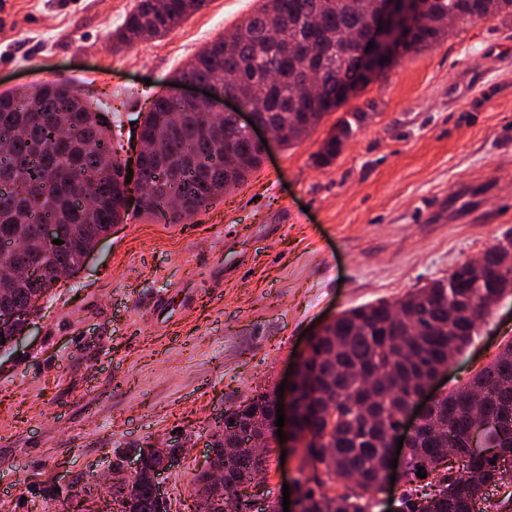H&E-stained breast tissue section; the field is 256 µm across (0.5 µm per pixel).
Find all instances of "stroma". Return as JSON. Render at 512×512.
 Wrapping results in <instances>:
<instances>
[{
    "label": "stroma",
    "instance_id": "1",
    "mask_svg": "<svg viewBox=\"0 0 512 512\" xmlns=\"http://www.w3.org/2000/svg\"><path fill=\"white\" fill-rule=\"evenodd\" d=\"M136 0H0V93L67 80L131 122L263 0H209L162 38L114 49ZM352 122L327 166L315 156ZM512 232V15L455 22L400 56L295 146L182 224L113 225L28 332L0 350V512H73L116 455L182 443L161 478L180 512L210 431L293 379L329 318L395 301ZM512 338V295L477 323L444 389ZM285 440L263 476L300 477Z\"/></svg>",
    "mask_w": 512,
    "mask_h": 512
}]
</instances>
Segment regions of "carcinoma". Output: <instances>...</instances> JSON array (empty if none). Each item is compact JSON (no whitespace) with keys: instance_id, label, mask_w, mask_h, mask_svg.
I'll list each match as a JSON object with an SVG mask.
<instances>
[{"instance_id":"carcinoma-1","label":"carcinoma","mask_w":512,"mask_h":512,"mask_svg":"<svg viewBox=\"0 0 512 512\" xmlns=\"http://www.w3.org/2000/svg\"><path fill=\"white\" fill-rule=\"evenodd\" d=\"M422 22L401 50L428 47L448 34V16L462 19L512 14V0H421ZM207 0H137L113 36L116 45L164 36ZM376 0H264L228 39L213 42L177 72L175 81L213 84L262 111L291 147L341 105L365 80L351 43L360 37ZM112 120L74 87L46 83L0 95V262L33 267L37 275L4 283L9 304L46 298L73 276L79 257L133 209L163 224H182L224 196L261 162V151L234 125L230 113L208 115L194 104L157 94L142 120L151 145L135 189L127 163L110 137ZM338 126L317 154L336 158ZM56 224L58 249L46 247L39 224ZM464 261L444 279L391 303L378 300L340 313L311 341L300 387L306 435L300 462L305 512H373L388 431L403 406L448 359L469 345L478 320L512 295V237ZM253 411L271 417L276 393L254 395ZM486 445L469 450L477 423ZM495 464H490V459ZM397 512H512V340L467 383L444 393L410 450ZM427 472L431 492L420 486ZM260 473L253 449L239 447L224 463V512H241L239 486ZM130 512H158L151 487L140 484Z\"/></svg>"}]
</instances>
